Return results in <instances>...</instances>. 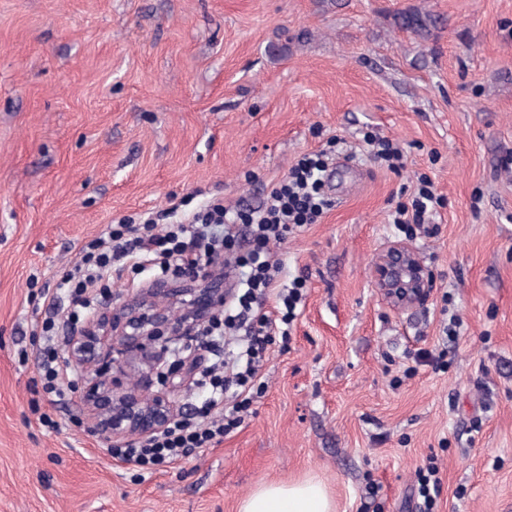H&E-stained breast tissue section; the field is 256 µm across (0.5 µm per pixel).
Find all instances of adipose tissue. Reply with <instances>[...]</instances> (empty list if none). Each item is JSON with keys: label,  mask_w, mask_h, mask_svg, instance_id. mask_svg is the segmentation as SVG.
I'll list each match as a JSON object with an SVG mask.
<instances>
[{"label": "adipose tissue", "mask_w": 512, "mask_h": 512, "mask_svg": "<svg viewBox=\"0 0 512 512\" xmlns=\"http://www.w3.org/2000/svg\"><path fill=\"white\" fill-rule=\"evenodd\" d=\"M240 512H332L324 486L315 480L265 484L247 496Z\"/></svg>", "instance_id": "adipose-tissue-1"}]
</instances>
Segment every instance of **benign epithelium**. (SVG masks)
Returning <instances> with one entry per match:
<instances>
[{"mask_svg":"<svg viewBox=\"0 0 512 512\" xmlns=\"http://www.w3.org/2000/svg\"><path fill=\"white\" fill-rule=\"evenodd\" d=\"M373 288L392 309L423 304L434 277L407 242L391 241L373 262ZM185 285L158 280L132 298L110 294L67 337L58 355L63 372L77 375L83 424L109 446L145 441L179 412L175 396L188 388L205 360L212 322L224 308V273L211 264L189 267ZM139 372L136 385L115 383L112 373ZM165 389L152 393V376Z\"/></svg>","mask_w":512,"mask_h":512,"instance_id":"benign-epithelium-1","label":"benign epithelium"}]
</instances>
